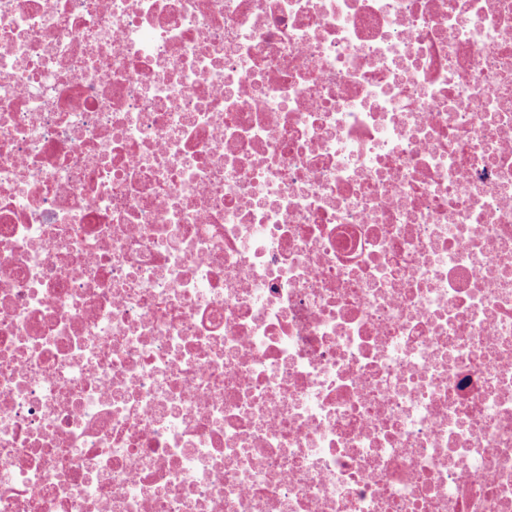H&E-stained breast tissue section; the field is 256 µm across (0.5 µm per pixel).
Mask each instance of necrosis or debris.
<instances>
[{"instance_id": "4bbe7bcc", "label": "necrosis or debris", "mask_w": 512, "mask_h": 512, "mask_svg": "<svg viewBox=\"0 0 512 512\" xmlns=\"http://www.w3.org/2000/svg\"><path fill=\"white\" fill-rule=\"evenodd\" d=\"M0 512H512V0H0Z\"/></svg>"}]
</instances>
